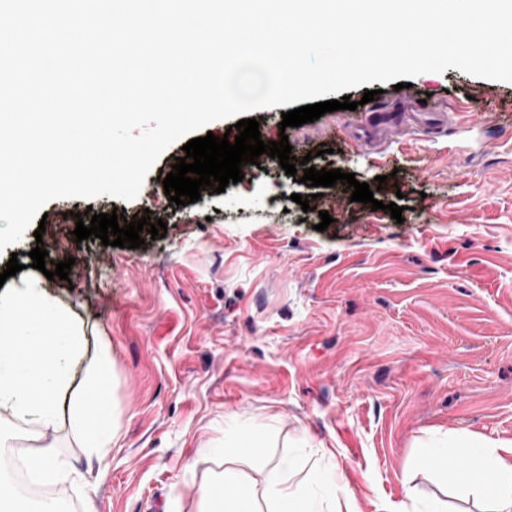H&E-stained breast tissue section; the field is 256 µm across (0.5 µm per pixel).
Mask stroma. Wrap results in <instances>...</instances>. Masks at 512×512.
I'll use <instances>...</instances> for the list:
<instances>
[{
  "instance_id": "stroma-1",
  "label": "stroma",
  "mask_w": 512,
  "mask_h": 512,
  "mask_svg": "<svg viewBox=\"0 0 512 512\" xmlns=\"http://www.w3.org/2000/svg\"><path fill=\"white\" fill-rule=\"evenodd\" d=\"M410 94L461 107L454 127L397 130L383 149L353 143L360 113L281 128L280 107L251 111L296 158L354 174L403 223L306 184L261 155L220 194L170 202L156 161L138 197L48 202L41 240L0 252L30 264L43 244L74 258L52 291L108 345L119 431L89 464L75 434L57 450L88 482L50 486L68 512H196L195 482L220 468L212 448L238 424L265 431L270 460L331 455L356 512H410L437 500L480 512L464 489L417 468L420 447L455 433L512 440V82L455 68L412 78ZM150 215L165 237L137 249L75 242L77 214ZM332 218L316 231L321 212Z\"/></svg>"
}]
</instances>
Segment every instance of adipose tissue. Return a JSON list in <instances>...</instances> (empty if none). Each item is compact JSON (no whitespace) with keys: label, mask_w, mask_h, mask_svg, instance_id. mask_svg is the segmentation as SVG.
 I'll return each instance as SVG.
<instances>
[{"label":"adipose tissue","mask_w":512,"mask_h":512,"mask_svg":"<svg viewBox=\"0 0 512 512\" xmlns=\"http://www.w3.org/2000/svg\"><path fill=\"white\" fill-rule=\"evenodd\" d=\"M86 332L70 306L61 302L43 278L25 275L0 289V447L24 441L30 453L24 465L39 481L70 477L56 448L63 428H71L89 458L103 460L117 426L109 390L112 358L101 349L83 382L72 368L85 353ZM266 435L239 427L215 449L224 471L206 475L192 487L198 512H342L352 494L335 466L314 484L292 486L301 469L285 456L256 483L236 472V465L265 461ZM416 463L443 482L466 488L489 505L488 512H512V443H494L457 434L440 445L420 449ZM0 512H64L60 499L38 502L23 496L0 472Z\"/></svg>","instance_id":"obj_1"}]
</instances>
